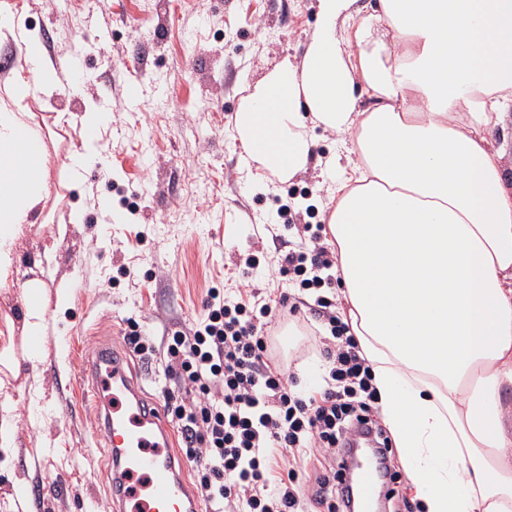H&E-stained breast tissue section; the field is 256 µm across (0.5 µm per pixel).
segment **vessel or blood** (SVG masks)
<instances>
[{
	"label": "vessel or blood",
	"mask_w": 512,
	"mask_h": 512,
	"mask_svg": "<svg viewBox=\"0 0 512 512\" xmlns=\"http://www.w3.org/2000/svg\"><path fill=\"white\" fill-rule=\"evenodd\" d=\"M125 355L110 346L95 348L85 400L100 415L98 424L110 457L99 476L112 495L113 512H208L190 482L187 460L176 450L175 432L162 397L148 396L129 378ZM360 497L384 492L375 458L360 466Z\"/></svg>",
	"instance_id": "1"
}]
</instances>
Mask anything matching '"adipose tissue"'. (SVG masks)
<instances>
[{"label":"adipose tissue","mask_w":512,"mask_h":512,"mask_svg":"<svg viewBox=\"0 0 512 512\" xmlns=\"http://www.w3.org/2000/svg\"><path fill=\"white\" fill-rule=\"evenodd\" d=\"M318 0L302 64L245 97V154L285 180L306 170L309 122L358 156L326 217L352 329L381 414L427 512H512V181L491 140L512 107V0ZM0 99V281L48 170L19 101L56 84L41 39ZM371 101L359 109L360 95Z\"/></svg>","instance_id":"obj_1"}]
</instances>
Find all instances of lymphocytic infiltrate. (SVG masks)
Listing matches in <instances>:
<instances>
[{"instance_id": "f902f5d3", "label": "lymphocytic infiltrate", "mask_w": 512, "mask_h": 512, "mask_svg": "<svg viewBox=\"0 0 512 512\" xmlns=\"http://www.w3.org/2000/svg\"><path fill=\"white\" fill-rule=\"evenodd\" d=\"M295 231L302 239L280 270L295 288L317 294L324 358L318 393H298L293 377L270 360L273 318L298 309L289 296L246 302L211 291L202 318L164 338V374L186 394L163 395L210 512H303L308 500L332 497L354 437H370L381 454L389 452L375 419L372 367L324 294L336 253L312 225ZM285 453L328 456L337 468L308 487L294 467L281 465Z\"/></svg>"}]
</instances>
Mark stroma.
<instances>
[{"instance_id":"stroma-1","label":"stroma","mask_w":512,"mask_h":512,"mask_svg":"<svg viewBox=\"0 0 512 512\" xmlns=\"http://www.w3.org/2000/svg\"><path fill=\"white\" fill-rule=\"evenodd\" d=\"M17 26L38 33L51 61L78 57L82 83L68 71L55 89L23 99L49 138V199L39 220L22 225L0 287V422L14 431L0 447V512L34 479L21 467L40 462L57 482L40 512H112L91 476L106 464L94 415L83 408L76 377L102 343L123 346L130 322L161 338L191 327L209 289L250 298L279 297L287 278L267 264L297 239L274 233L280 204L297 224H319L347 151L336 134L309 125L314 142L306 171L283 181L270 170L254 178L234 138L244 97L290 60L301 64L315 29L317 0H0ZM147 88L130 110L121 81ZM107 115L96 163L74 180L71 154L83 151V115ZM83 214L71 223V209ZM264 219L266 229L253 223ZM145 241H137L139 225ZM258 258L257 269L244 265ZM42 285L43 340L63 339L51 363L31 362L24 287ZM70 291L67 306L57 292ZM275 329L273 364L290 369L300 393L321 383L314 336L315 298ZM44 420H35L37 411Z\"/></svg>"}]
</instances>
